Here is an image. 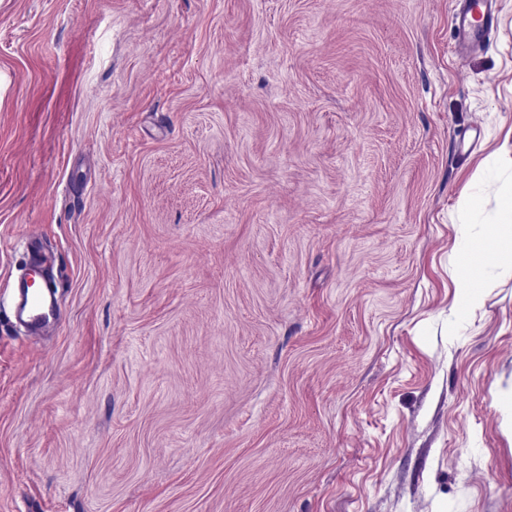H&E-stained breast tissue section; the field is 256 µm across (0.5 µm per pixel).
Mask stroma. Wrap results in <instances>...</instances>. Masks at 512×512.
<instances>
[{"label":"stroma","mask_w":512,"mask_h":512,"mask_svg":"<svg viewBox=\"0 0 512 512\" xmlns=\"http://www.w3.org/2000/svg\"><path fill=\"white\" fill-rule=\"evenodd\" d=\"M0 0V512H512V0ZM61 315L8 320L25 238ZM465 6L458 9L452 16L455 51L462 55L463 51L481 47L491 29L493 12L491 0L463 1ZM512 197L503 204L498 222L495 224H481L482 231L475 236H465L461 238L457 245L458 255V274L467 284L462 296V309L460 314H465L467 307L475 306L482 300L481 290L472 285L473 282L483 279L485 270L491 264H497L501 255L506 256L508 264L512 266ZM474 242H479L482 248L481 261L479 268L473 260V255L477 250ZM508 245L507 252L503 249Z\"/></svg>","instance_id":"stroma-1"}]
</instances>
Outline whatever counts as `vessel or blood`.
<instances>
[{"label":"vessel or blood","mask_w":512,"mask_h":512,"mask_svg":"<svg viewBox=\"0 0 512 512\" xmlns=\"http://www.w3.org/2000/svg\"><path fill=\"white\" fill-rule=\"evenodd\" d=\"M491 0H466L462 9L452 16V29L456 52L481 47L491 29L493 13ZM46 269V259L41 249L29 245L25 272L15 284L14 318L29 335H40L46 327L58 320L54 281L35 287L34 281Z\"/></svg>","instance_id":"1"}]
</instances>
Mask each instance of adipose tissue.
I'll use <instances>...</instances> for the list:
<instances>
[{"instance_id":"adipose-tissue-1","label":"adipose tissue","mask_w":512,"mask_h":512,"mask_svg":"<svg viewBox=\"0 0 512 512\" xmlns=\"http://www.w3.org/2000/svg\"><path fill=\"white\" fill-rule=\"evenodd\" d=\"M458 274L465 282L463 307L480 303L482 293L475 283L481 280L485 269L507 258L512 263V198L505 201L498 222L483 225L475 236H466L457 245Z\"/></svg>"}]
</instances>
